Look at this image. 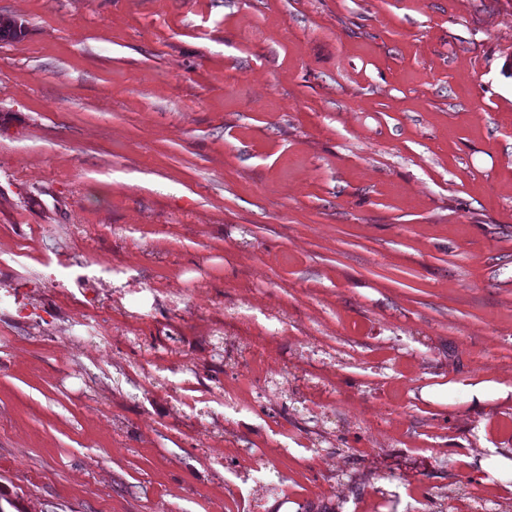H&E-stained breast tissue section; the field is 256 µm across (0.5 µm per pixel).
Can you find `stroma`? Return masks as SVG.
<instances>
[{
  "label": "stroma",
  "instance_id": "stroma-1",
  "mask_svg": "<svg viewBox=\"0 0 512 512\" xmlns=\"http://www.w3.org/2000/svg\"><path fill=\"white\" fill-rule=\"evenodd\" d=\"M5 19L1 505L512 512V392L429 395L512 389V0ZM493 388L497 389L504 397L507 395L508 390H511L497 383L476 382L473 384L459 385L450 391L463 394L469 403L482 404L490 399V391Z\"/></svg>",
  "mask_w": 512,
  "mask_h": 512
}]
</instances>
